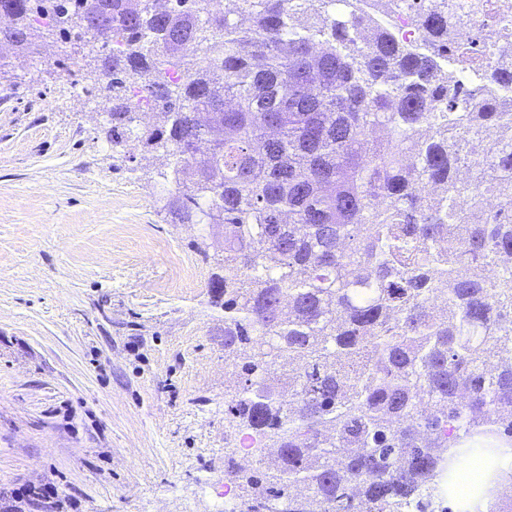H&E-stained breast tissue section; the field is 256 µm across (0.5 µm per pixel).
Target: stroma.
Returning a JSON list of instances; mask_svg holds the SVG:
<instances>
[{
  "label": "stroma",
  "mask_w": 512,
  "mask_h": 512,
  "mask_svg": "<svg viewBox=\"0 0 512 512\" xmlns=\"http://www.w3.org/2000/svg\"><path fill=\"white\" fill-rule=\"evenodd\" d=\"M67 49L0 68V512L47 483L55 512H216L224 238L172 223L171 157L113 143L97 61Z\"/></svg>",
  "instance_id": "stroma-1"
}]
</instances>
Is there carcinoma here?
Listing matches in <instances>:
<instances>
[{
  "label": "carcinoma",
  "instance_id": "carcinoma-1",
  "mask_svg": "<svg viewBox=\"0 0 512 512\" xmlns=\"http://www.w3.org/2000/svg\"><path fill=\"white\" fill-rule=\"evenodd\" d=\"M105 0L107 50L83 0H0L16 36L50 28L104 51L112 139L175 159L178 224L223 214L224 419L276 452L234 512H411L470 455L512 439V66L448 85V10L420 0L423 43L361 0ZM341 5L343 9L335 11ZM206 65L179 75L189 52ZM439 102L442 111H432ZM499 208L468 224L457 198Z\"/></svg>",
  "mask_w": 512,
  "mask_h": 512
}]
</instances>
